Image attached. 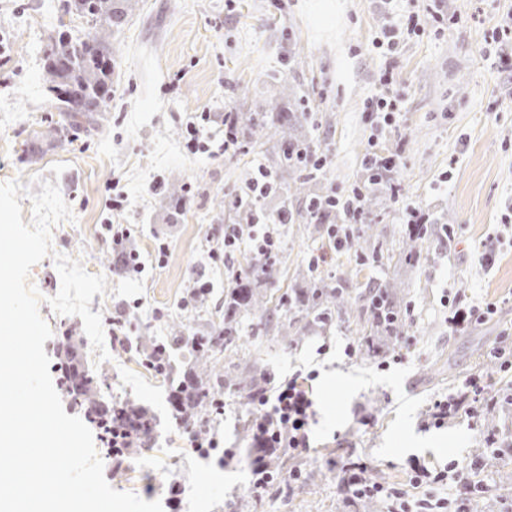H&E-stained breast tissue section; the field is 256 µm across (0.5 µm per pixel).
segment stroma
<instances>
[{
	"label": "stroma",
	"mask_w": 512,
	"mask_h": 512,
	"mask_svg": "<svg viewBox=\"0 0 512 512\" xmlns=\"http://www.w3.org/2000/svg\"><path fill=\"white\" fill-rule=\"evenodd\" d=\"M65 0H0V183L21 182L40 193L34 177L56 180L73 220L52 230V255L34 265L29 286L44 297L40 313L52 342L81 337V359L94 361L83 323L56 314L48 297L60 288L56 254L78 260L104 275L107 292L94 296L91 312L119 322L129 342L107 343L99 370L107 384L104 407L131 402L145 409L152 435L123 460H104L106 481L116 490L166 501L177 484L182 512H388L381 497L353 499L341 468L362 462L372 480L419 499L411 469L420 463L446 470L450 463L479 459L476 479L485 491L474 512H497L499 475L512 471V405L496 408L494 424L473 426L459 416L440 429L422 430L435 400L456 391L480 371L498 395L512 393V369L501 370L487 350L512 327V78L493 62L512 49L501 38L512 25V0H137L114 35L112 99L92 132L67 127L47 89L44 61L58 26L84 35V17L65 13ZM404 30L386 51L374 38L387 23ZM303 67H296L295 57ZM391 72L389 88L380 78ZM295 87L289 102L282 80ZM388 90L399 112L392 126L378 128L368 106ZM307 113L304 132L326 164L318 177L339 198L372 194L376 203L363 224L382 233L384 258L376 262L357 250H335L326 231L312 224H276L271 215L283 192L258 200L256 226L228 265L213 264L209 252L221 241L228 215L246 196L251 181L268 173L271 155L246 142L224 145V115ZM198 121L210 135L209 149L186 148L187 124ZM397 155L390 182L373 180L365 159ZM64 164L54 174V164ZM184 184L174 203L153 181ZM122 192L121 208L112 197ZM433 231L421 257L406 264L400 246L410 210ZM130 224L128 247L143 266L138 276L115 269L105 220ZM270 233L278 243L280 274L262 290L279 301L300 287L311 256H324L317 273L351 295L397 279L405 331L375 339L364 355L359 340L369 327L360 308L335 314L322 336L293 344L265 331L260 319L239 333L240 367L257 366L277 379L298 377L317 411L311 445L282 456L274 480L253 490V450L246 433L251 406L225 390L226 408L216 419L217 437L234 449L201 457L192 430L176 417L170 386L143 364L140 339L168 342L167 325L187 315L183 302L198 272L211 288L207 305L189 318L183 338L222 327L213 308L224 305L233 271L254 257L249 233ZM169 252L157 260V240ZM489 252L480 260V252ZM495 306L485 321L450 327L454 310ZM496 432L508 450L492 455L484 436ZM153 454L152 466L138 464ZM299 480H289V473Z\"/></svg>",
	"instance_id": "obj_1"
}]
</instances>
